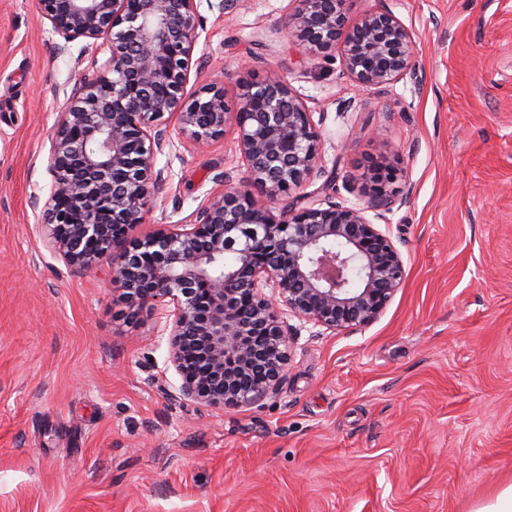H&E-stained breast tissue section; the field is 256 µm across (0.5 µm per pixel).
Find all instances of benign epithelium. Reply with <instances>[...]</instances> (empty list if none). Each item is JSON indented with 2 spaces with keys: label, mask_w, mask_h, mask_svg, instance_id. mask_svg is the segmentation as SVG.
Masks as SVG:
<instances>
[{
  "label": "benign epithelium",
  "mask_w": 512,
  "mask_h": 512,
  "mask_svg": "<svg viewBox=\"0 0 512 512\" xmlns=\"http://www.w3.org/2000/svg\"><path fill=\"white\" fill-rule=\"evenodd\" d=\"M289 37L307 56L342 48L358 85L392 83L411 66L415 40L389 10L351 24L345 0H297ZM40 18L65 43L106 42L103 72L80 82L51 138L52 184L43 211L49 251L89 277L111 252L131 317L169 308L168 362L186 400L241 408L278 395L289 364L283 311L327 330L361 327L385 310L404 278L389 233L363 205L297 207L289 198L319 173L321 140L302 96L276 71L186 96L199 38V0H39ZM176 116L199 144L234 122L246 188L224 186L189 224L148 234L151 200L164 188L155 157L158 121ZM390 176L373 177L371 206L388 208ZM260 194L277 207L261 206ZM234 262L224 266V257Z\"/></svg>",
  "instance_id": "1"
}]
</instances>
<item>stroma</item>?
<instances>
[{
	"mask_svg": "<svg viewBox=\"0 0 512 512\" xmlns=\"http://www.w3.org/2000/svg\"><path fill=\"white\" fill-rule=\"evenodd\" d=\"M295 0H202L188 92L282 74L320 134L299 205L366 203L390 168L381 229L405 279L374 322L297 334L278 395L240 409L183 400L159 312L43 243L58 114L106 46L71 43L38 0H0V512H476L512 484V0H346L414 34V64L359 87L340 49L301 54ZM147 225L182 224L243 185L234 127L201 147L174 116Z\"/></svg>",
	"mask_w": 512,
	"mask_h": 512,
	"instance_id": "obj_1",
	"label": "stroma"
}]
</instances>
